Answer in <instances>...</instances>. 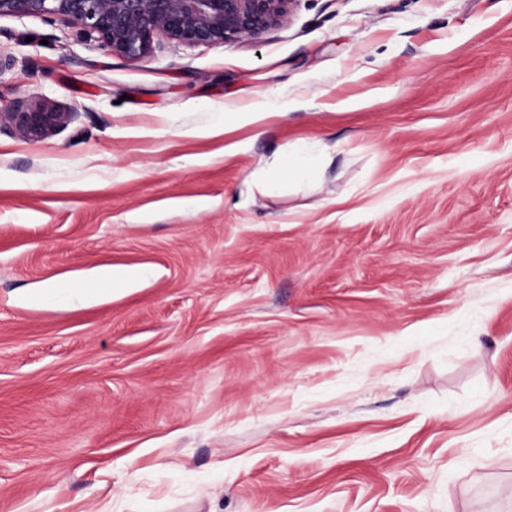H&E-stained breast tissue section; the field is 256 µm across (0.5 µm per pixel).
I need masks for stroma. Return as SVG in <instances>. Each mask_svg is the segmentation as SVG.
<instances>
[{"mask_svg": "<svg viewBox=\"0 0 512 512\" xmlns=\"http://www.w3.org/2000/svg\"><path fill=\"white\" fill-rule=\"evenodd\" d=\"M0 52L1 106L75 115L0 130V512H512V0ZM292 146L319 182L244 196ZM104 266L150 275L29 301ZM75 118L71 112H57L29 100L14 101L6 110L0 108V128L13 129L29 140L45 138ZM77 299L87 303L92 300L91 294L78 288H43L32 301L40 304L52 300H70Z\"/></svg>", "mask_w": 512, "mask_h": 512, "instance_id": "stroma-1", "label": "stroma"}]
</instances>
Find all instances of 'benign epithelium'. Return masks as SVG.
Instances as JSON below:
<instances>
[{"instance_id":"benign-epithelium-1","label":"benign epithelium","mask_w":512,"mask_h":512,"mask_svg":"<svg viewBox=\"0 0 512 512\" xmlns=\"http://www.w3.org/2000/svg\"><path fill=\"white\" fill-rule=\"evenodd\" d=\"M298 0H0V17L61 22L83 42L111 56L152 60L164 43L220 47L257 42L289 23ZM74 112H57L18 100L0 109V128L29 140L45 138L70 123Z\"/></svg>"}]
</instances>
